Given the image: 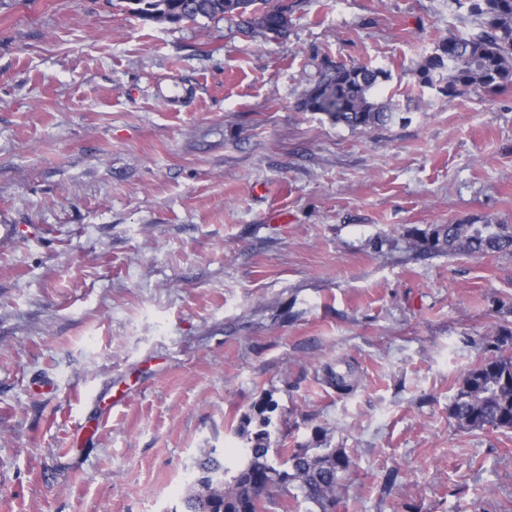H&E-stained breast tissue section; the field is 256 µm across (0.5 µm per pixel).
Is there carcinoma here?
I'll return each instance as SVG.
<instances>
[{
    "label": "carcinoma",
    "instance_id": "1",
    "mask_svg": "<svg viewBox=\"0 0 512 512\" xmlns=\"http://www.w3.org/2000/svg\"><path fill=\"white\" fill-rule=\"evenodd\" d=\"M128 9L150 22H196L227 16L238 19L253 37L286 36L292 15L303 0H124ZM478 19L469 33L439 41L415 72L420 88L448 97L472 91L494 94L512 85V0H473ZM390 74L368 65H347L326 59L318 79L304 93L299 108L322 112L352 130L383 126L395 117L388 103L376 101L380 81ZM432 249L474 255L512 250V231L489 220L482 224H439L432 231ZM495 355L471 368L462 379L448 416L462 431H512V330H500ZM268 407L258 408V424L250 447L239 449L233 467L211 449L196 464L182 493L181 512H260L253 495L259 486L266 506H283L296 491L304 501L327 512L339 486L346 458L337 448H270Z\"/></svg>",
    "mask_w": 512,
    "mask_h": 512
}]
</instances>
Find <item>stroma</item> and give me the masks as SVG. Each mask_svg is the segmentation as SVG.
<instances>
[{
    "mask_svg": "<svg viewBox=\"0 0 512 512\" xmlns=\"http://www.w3.org/2000/svg\"><path fill=\"white\" fill-rule=\"evenodd\" d=\"M473 25L454 0H305L252 38L0 0V512H171L266 404L272 447L344 450L329 512H512V432L448 417L512 328V254L428 248L512 226V88L414 75ZM326 57L387 70L394 120L301 111ZM432 249L448 254L474 255L512 250V231L506 224H439L432 231Z\"/></svg>",
    "mask_w": 512,
    "mask_h": 512,
    "instance_id": "1",
    "label": "stroma"
}]
</instances>
